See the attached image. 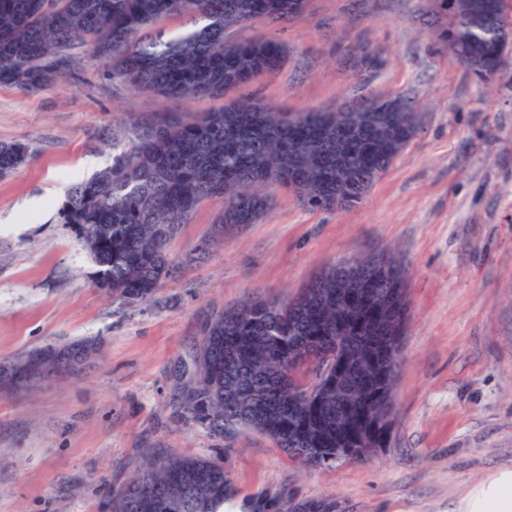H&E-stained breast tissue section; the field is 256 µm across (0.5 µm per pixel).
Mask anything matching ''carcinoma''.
<instances>
[{"mask_svg": "<svg viewBox=\"0 0 512 512\" xmlns=\"http://www.w3.org/2000/svg\"><path fill=\"white\" fill-rule=\"evenodd\" d=\"M440 37L481 84L512 61L506 0H439ZM306 0H0V85L40 90L59 82L75 44L89 43L112 78L191 101L221 96L278 71L287 49L274 41L237 42L226 31L255 19L277 23ZM192 13V28H157ZM356 123L336 165L341 112H279L240 102L189 121L157 119L112 134V163L72 182L57 211L96 265L93 280L125 305L153 300L176 270L169 246L204 200H226L215 237L252 224L271 205L264 190L294 194L311 209L359 202L415 136L420 115L403 102ZM28 147L0 144V176L25 163ZM400 268L388 253L332 265L287 303L249 299L213 316L193 361L199 373L173 403L186 421L210 432L244 426L263 432L303 466L359 461L365 443L383 446L390 419L374 405L393 392L400 357L396 336L409 315ZM339 357V373L314 396L305 384L319 357ZM91 346L47 347L11 360L33 367L31 380L66 370L65 355ZM233 490L224 467L193 455L148 460L105 512H226Z\"/></svg>", "mask_w": 512, "mask_h": 512, "instance_id": "obj_1", "label": "carcinoma"}]
</instances>
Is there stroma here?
I'll return each instance as SVG.
<instances>
[{
  "mask_svg": "<svg viewBox=\"0 0 512 512\" xmlns=\"http://www.w3.org/2000/svg\"><path fill=\"white\" fill-rule=\"evenodd\" d=\"M434 0H307L288 21L228 30L273 40L288 59L224 97L189 102L112 79L90 46L60 83L0 85V142L28 160L0 176V360L95 343L78 374L0 390V512H102V502L166 452L224 468L236 503L309 500L332 512H493L481 492L512 479V66L478 83L437 37ZM400 97L418 132L363 199L313 210L276 191L258 221L189 256L224 210L198 207L172 242L183 259L154 302L125 306L57 209L73 177L111 163L101 140L160 115L187 120L233 100L284 112L363 95ZM391 252L410 300L394 414L365 462L303 468L267 435L184 423L172 404L207 321L249 299L285 303L331 264Z\"/></svg>",
  "mask_w": 512,
  "mask_h": 512,
  "instance_id": "obj_1",
  "label": "stroma"
}]
</instances>
